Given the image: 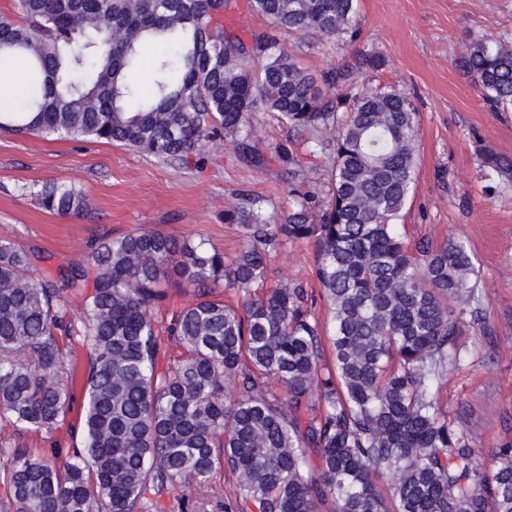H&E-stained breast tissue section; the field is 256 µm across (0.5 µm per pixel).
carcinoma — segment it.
<instances>
[{"instance_id":"1","label":"carcinoma","mask_w":512,"mask_h":512,"mask_svg":"<svg viewBox=\"0 0 512 512\" xmlns=\"http://www.w3.org/2000/svg\"><path fill=\"white\" fill-rule=\"evenodd\" d=\"M235 0H11L0 9V58L28 80L27 101L0 131L104 140L185 162L217 131L247 160L266 149L248 127L263 109L331 149L328 181L288 184L294 205L272 224L249 199L229 214L241 249L224 254L163 232L103 239L88 257L37 275L35 248L0 238V426L50 441L0 459V512H157L169 487L211 490L236 479L224 512H512V444L481 463L471 435L437 397L479 318L465 241L405 243L399 221L415 183L418 112L393 87L317 77L276 35L235 24ZM275 28L352 40L356 0H249ZM158 43L147 86L134 80ZM494 112H512V36L472 40L458 60ZM328 130L329 140L317 133ZM480 170L512 184V156L478 145ZM39 205L79 216L88 204L45 183ZM306 241L320 294L267 286L269 249ZM177 278L193 301L167 332L154 311ZM236 301L215 295V286ZM327 308L315 315L317 299ZM82 434L53 442L73 400L65 368L78 350ZM387 478L386 487L378 480Z\"/></svg>"}]
</instances>
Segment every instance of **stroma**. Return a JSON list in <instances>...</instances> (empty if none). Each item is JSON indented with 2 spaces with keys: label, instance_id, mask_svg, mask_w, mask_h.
Returning <instances> with one entry per match:
<instances>
[{
  "label": "stroma",
  "instance_id": "stroma-1",
  "mask_svg": "<svg viewBox=\"0 0 512 512\" xmlns=\"http://www.w3.org/2000/svg\"><path fill=\"white\" fill-rule=\"evenodd\" d=\"M503 34L512 35V0H358L354 41L279 35L280 49L310 72L345 64L354 85L392 86L416 98V181L402 232L413 244L461 236L474 255L491 334L468 328L461 341L473 364L448 369L439 397L483 457L512 442V187L491 189L477 146L512 155V112L491 111L457 60L471 39ZM360 51L380 54L384 67L356 66ZM249 122L265 147L302 151L305 133L271 113H251ZM291 179L287 163L243 162L221 136L206 142L200 162L170 164L104 141L0 133V238L42 249L52 269L82 260L99 238L134 231L203 239L230 258L240 232L226 212L251 197L281 218L292 207ZM52 182L83 192V216L38 205L35 190ZM314 261L311 243L278 246L269 255L268 282L313 283Z\"/></svg>",
  "mask_w": 512,
  "mask_h": 512
}]
</instances>
